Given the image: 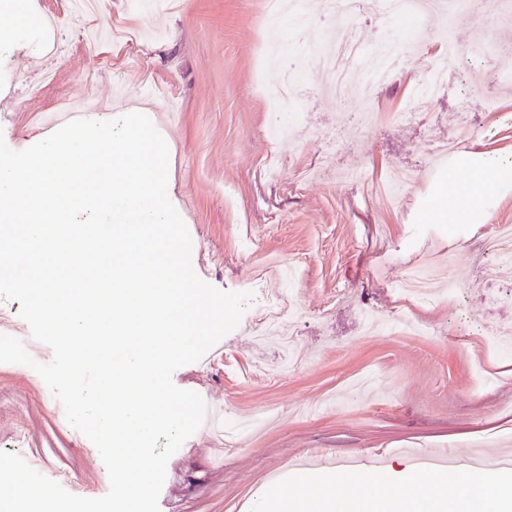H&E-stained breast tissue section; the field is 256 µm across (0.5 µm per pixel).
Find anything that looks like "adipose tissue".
Returning a JSON list of instances; mask_svg holds the SVG:
<instances>
[{
  "label": "adipose tissue",
  "mask_w": 512,
  "mask_h": 512,
  "mask_svg": "<svg viewBox=\"0 0 512 512\" xmlns=\"http://www.w3.org/2000/svg\"><path fill=\"white\" fill-rule=\"evenodd\" d=\"M512 173V160L486 155L481 165L464 181L449 179L441 214L455 223L468 218L488 190L498 186L505 173Z\"/></svg>",
  "instance_id": "1"
}]
</instances>
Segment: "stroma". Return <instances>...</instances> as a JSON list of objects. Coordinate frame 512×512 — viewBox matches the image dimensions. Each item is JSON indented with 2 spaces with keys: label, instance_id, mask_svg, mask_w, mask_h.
Segmentation results:
<instances>
[{
  "label": "stroma",
  "instance_id": "stroma-1",
  "mask_svg": "<svg viewBox=\"0 0 512 512\" xmlns=\"http://www.w3.org/2000/svg\"><path fill=\"white\" fill-rule=\"evenodd\" d=\"M272 3L174 0L160 13L153 0H101L112 35L97 47L67 22L53 57L35 27L0 44V138L9 148L54 132L61 102L89 90L149 106L168 145L170 201L191 236L195 273L219 290L252 295L237 328L172 381L216 410L254 418L274 409L280 419L225 450L219 465L214 439L197 431L167 463L159 512H249L252 495L294 475L306 451L379 455L407 468L412 448L463 457L491 441L512 452V349L498 355L482 346L493 323L512 320V296L473 258L489 248L493 225H512V183L485 194L486 223L451 224L438 215L441 198L449 178L468 177L469 165L435 160L452 133L463 152H512V0H458L415 19L384 10L357 16L349 33L365 54L342 100L326 93L311 59L337 24L320 0H305L309 22L282 13V64L264 66L262 19ZM417 29L459 47L423 112L409 105L413 67L432 62L411 42ZM388 44L401 51L403 67L375 90L379 119L364 128L356 123L362 88ZM48 71L54 83L31 96ZM285 81L296 88L291 146L268 135L279 116L270 92ZM406 165L425 177L391 195L388 173ZM430 253L440 257L438 288L457 283L412 308L437 335L363 334L365 315L386 324L404 307L384 285ZM291 264L300 270L292 287L278 272ZM285 294L298 308L302 359H289L279 337L257 341L248 331V321ZM19 309L0 298V334L20 339L37 362L51 361ZM58 406L33 369L0 363V451L74 495L104 496L110 482L98 450Z\"/></svg>",
  "mask_w": 512,
  "mask_h": 512
}]
</instances>
